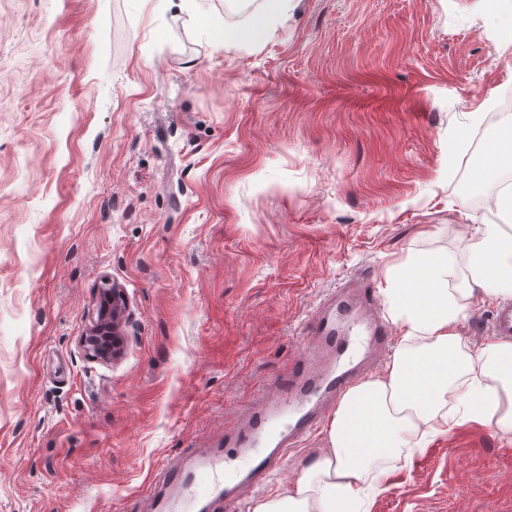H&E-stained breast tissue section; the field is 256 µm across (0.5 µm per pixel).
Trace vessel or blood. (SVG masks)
<instances>
[{
	"label": "vessel or blood",
	"instance_id": "obj_1",
	"mask_svg": "<svg viewBox=\"0 0 512 512\" xmlns=\"http://www.w3.org/2000/svg\"><path fill=\"white\" fill-rule=\"evenodd\" d=\"M369 277L359 274L339 285L310 323L309 344L287 375L226 440L224 447L170 463L156 475L147 496L150 512H233L236 486L270 476L294 439L316 425L320 411L355 383L365 358L388 344L389 327L371 308ZM490 331L512 339V304L494 309Z\"/></svg>",
	"mask_w": 512,
	"mask_h": 512
}]
</instances>
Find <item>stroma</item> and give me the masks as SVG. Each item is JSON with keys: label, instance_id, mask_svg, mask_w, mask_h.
<instances>
[{"label": "stroma", "instance_id": "obj_1", "mask_svg": "<svg viewBox=\"0 0 512 512\" xmlns=\"http://www.w3.org/2000/svg\"><path fill=\"white\" fill-rule=\"evenodd\" d=\"M227 30L244 40L223 42ZM512 94V0H0V512H146L220 448L326 294L462 254ZM128 340L87 358L104 291ZM317 428L243 512L295 481ZM368 512H512L488 428L385 460Z\"/></svg>", "mask_w": 512, "mask_h": 512}]
</instances>
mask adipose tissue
<instances>
[{
  "label": "adipose tissue",
  "mask_w": 512,
  "mask_h": 512,
  "mask_svg": "<svg viewBox=\"0 0 512 512\" xmlns=\"http://www.w3.org/2000/svg\"><path fill=\"white\" fill-rule=\"evenodd\" d=\"M465 251L460 274L445 252L411 251L386 267L381 302L397 349L383 374L345 394L301 476L254 512H351L364 494L385 491L378 458L464 425L495 428L512 445V342L474 350L460 333L468 302L512 285V234L474 225Z\"/></svg>",
  "instance_id": "adipose-tissue-1"
}]
</instances>
